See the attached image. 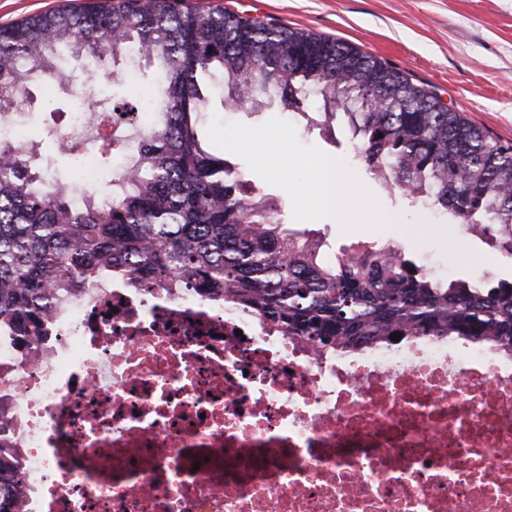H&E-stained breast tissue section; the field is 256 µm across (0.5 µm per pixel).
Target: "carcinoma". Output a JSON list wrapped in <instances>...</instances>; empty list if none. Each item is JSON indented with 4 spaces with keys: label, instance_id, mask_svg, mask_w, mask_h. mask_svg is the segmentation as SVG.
Returning <instances> with one entry per match:
<instances>
[{
    "label": "carcinoma",
    "instance_id": "obj_1",
    "mask_svg": "<svg viewBox=\"0 0 512 512\" xmlns=\"http://www.w3.org/2000/svg\"><path fill=\"white\" fill-rule=\"evenodd\" d=\"M155 63L160 87L94 110L112 131L134 121L139 100L157 117L121 189L76 206L59 182L37 184L29 160L0 165V341L32 349L50 339L43 311L100 280L192 284L222 296L321 351L392 342L391 335L449 337L512 349V282L430 278L402 248L364 247L323 260L322 240L283 227L247 173L199 133L204 79L232 110H261L275 90L287 112L347 120L369 172L416 202L432 199L465 231L512 259V143L442 105L405 72L356 46L304 29L170 0H103L62 6L0 27V109L33 103L31 89L68 76L123 71L129 49ZM22 463L0 440V512H20Z\"/></svg>",
    "mask_w": 512,
    "mask_h": 512
}]
</instances>
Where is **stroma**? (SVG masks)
<instances>
[{
  "label": "stroma",
  "mask_w": 512,
  "mask_h": 512,
  "mask_svg": "<svg viewBox=\"0 0 512 512\" xmlns=\"http://www.w3.org/2000/svg\"><path fill=\"white\" fill-rule=\"evenodd\" d=\"M206 10L222 5L264 21L303 28L347 41L406 71L448 108L463 113L493 137L512 142V0H176ZM84 77L74 73L68 91L54 94L51 109L30 106L29 130L68 127L80 110ZM220 92L199 120L232 164L269 198L286 228L322 238L326 257L367 245L402 247L432 278L474 273L512 280V261L486 240L461 232L427 204L408 206L353 156L351 133L331 131L288 117L278 107L228 112ZM339 158L358 194L341 223L324 221L313 193L310 160Z\"/></svg>",
  "instance_id": "stroma-1"
}]
</instances>
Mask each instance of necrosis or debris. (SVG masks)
Returning a JSON list of instances; mask_svg holds the SVG:
<instances>
[{
	"label": "necrosis or debris",
	"mask_w": 512,
	"mask_h": 512,
	"mask_svg": "<svg viewBox=\"0 0 512 512\" xmlns=\"http://www.w3.org/2000/svg\"><path fill=\"white\" fill-rule=\"evenodd\" d=\"M79 154L82 194L116 186ZM0 344L23 512H512V352L329 355L190 288L101 281Z\"/></svg>",
	"instance_id": "necrosis-or-debris-1"
}]
</instances>
